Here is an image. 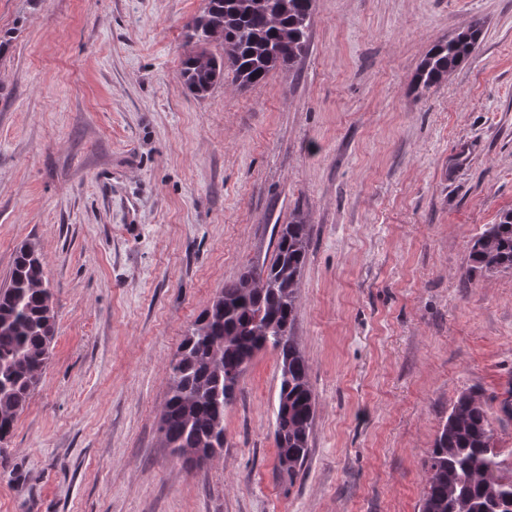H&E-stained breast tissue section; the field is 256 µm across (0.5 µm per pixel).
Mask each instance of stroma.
I'll return each mask as SVG.
<instances>
[{"label": "stroma", "instance_id": "1", "mask_svg": "<svg viewBox=\"0 0 512 512\" xmlns=\"http://www.w3.org/2000/svg\"><path fill=\"white\" fill-rule=\"evenodd\" d=\"M204 0H0V287L41 254L49 362L0 452V512H420L459 395L512 452V270H471L512 210V0H315L290 73L203 98L180 78ZM480 46L414 90L430 48ZM303 218L293 334L316 398L279 476V359L257 353L224 448L157 431L165 369L225 282Z\"/></svg>", "mask_w": 512, "mask_h": 512}]
</instances>
